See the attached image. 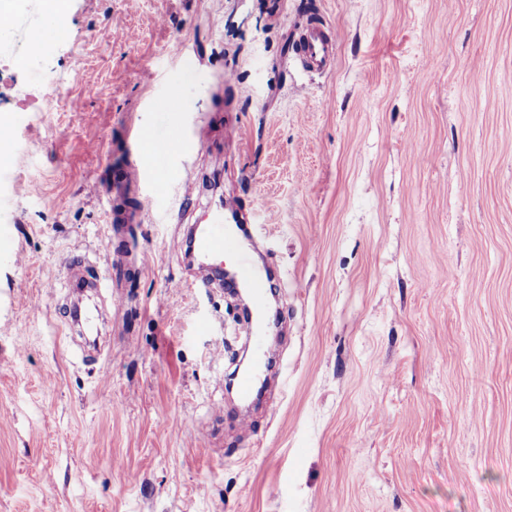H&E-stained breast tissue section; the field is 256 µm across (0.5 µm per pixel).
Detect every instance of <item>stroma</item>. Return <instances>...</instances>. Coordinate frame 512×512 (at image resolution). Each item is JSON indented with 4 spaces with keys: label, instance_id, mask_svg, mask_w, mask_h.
Wrapping results in <instances>:
<instances>
[{
    "label": "stroma",
    "instance_id": "1",
    "mask_svg": "<svg viewBox=\"0 0 512 512\" xmlns=\"http://www.w3.org/2000/svg\"><path fill=\"white\" fill-rule=\"evenodd\" d=\"M0 7V512H512V0ZM311 18L341 32L322 73ZM176 131L158 176L142 142ZM223 196L279 286L248 429L218 385L240 305L186 256ZM77 259L138 266L123 306L66 288ZM338 29L323 21L308 23L295 39L293 46L301 64L310 71L329 69L336 57Z\"/></svg>",
    "mask_w": 512,
    "mask_h": 512
}]
</instances>
